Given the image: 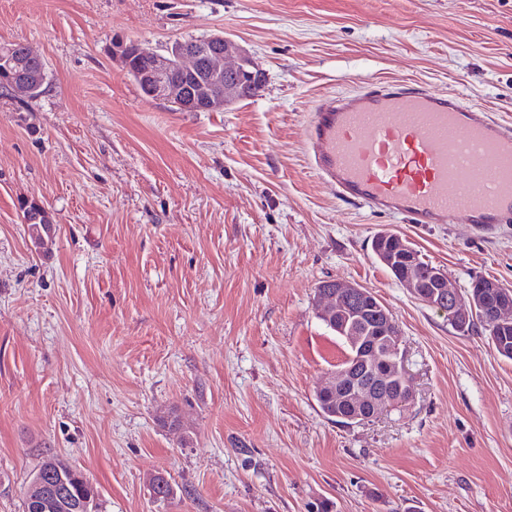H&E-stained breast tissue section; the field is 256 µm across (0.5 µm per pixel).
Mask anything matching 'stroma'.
<instances>
[{
    "instance_id": "stroma-1",
    "label": "stroma",
    "mask_w": 512,
    "mask_h": 512,
    "mask_svg": "<svg viewBox=\"0 0 512 512\" xmlns=\"http://www.w3.org/2000/svg\"><path fill=\"white\" fill-rule=\"evenodd\" d=\"M218 31L266 76L222 112L170 110L112 56ZM1 42L31 46L49 86L0 96V512L52 455L99 512H512V361L371 247L390 230L458 289L512 286V223L370 212L303 144L321 98L384 80L512 121V0H0ZM336 279L390 308L413 387L353 424L315 397L346 354L315 303ZM28 226L31 240L36 247L46 248L52 242V221L45 211L40 219L28 223Z\"/></svg>"
}]
</instances>
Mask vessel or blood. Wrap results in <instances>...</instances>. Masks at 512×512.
<instances>
[{
    "instance_id": "obj_1",
    "label": "vessel or blood",
    "mask_w": 512,
    "mask_h": 512,
    "mask_svg": "<svg viewBox=\"0 0 512 512\" xmlns=\"http://www.w3.org/2000/svg\"><path fill=\"white\" fill-rule=\"evenodd\" d=\"M305 148L336 196L371 211L476 231L512 221V123L465 97L401 82L333 97Z\"/></svg>"
}]
</instances>
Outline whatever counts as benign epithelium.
Segmentation results:
<instances>
[{
    "instance_id": "obj_1",
    "label": "benign epithelium",
    "mask_w": 512,
    "mask_h": 512,
    "mask_svg": "<svg viewBox=\"0 0 512 512\" xmlns=\"http://www.w3.org/2000/svg\"><path fill=\"white\" fill-rule=\"evenodd\" d=\"M19 52L29 58L37 57L24 44L1 43L0 66L11 68ZM138 52L147 60L146 65L132 66L123 44L113 50V56L131 73L147 98L161 101L178 112H222L230 103L248 97L247 86L265 83L264 74L252 56L221 32L211 34L203 42H179L162 52L140 45ZM45 79L43 69L36 80L17 74L11 81L12 91L30 97ZM373 248L383 264L396 272L400 285L423 304L448 317L458 330H465L476 318L475 303L459 295L441 268H430L431 291L423 290L419 253L407 239L381 232L374 238ZM325 287L319 314L326 322L335 324L353 353L328 374L318 386L317 395L324 400L334 395L344 401L354 411L345 417L347 421L372 418L410 401L413 391L405 355L400 349L401 337L395 333L388 307L372 291L348 281L330 280ZM475 287L500 291L494 323L512 325V295L495 280L477 281ZM367 311L373 312L371 326L361 336L356 330ZM74 474L72 469L63 471L50 465L39 468L29 485L30 494L38 495V508L51 512L68 495ZM149 484L155 487L152 497L157 502H167L176 494L171 481L161 473L151 476Z\"/></svg>"
}]
</instances>
